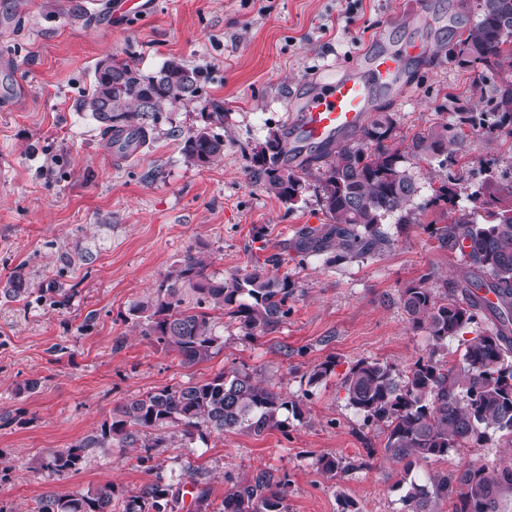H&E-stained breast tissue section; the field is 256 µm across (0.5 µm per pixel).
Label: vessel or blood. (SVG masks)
<instances>
[{"label":"vessel or blood","mask_w":512,"mask_h":512,"mask_svg":"<svg viewBox=\"0 0 512 512\" xmlns=\"http://www.w3.org/2000/svg\"><path fill=\"white\" fill-rule=\"evenodd\" d=\"M155 0H107L100 24L126 22L142 16ZM428 54L423 45L385 47L362 56L345 71L327 66L322 80L310 94L289 107L284 157L299 162L308 152L330 150L347 143L372 118L373 91L384 86L401 94L409 88L404 68L408 51ZM142 149L138 138L129 134L114 137L108 156L113 165L128 163Z\"/></svg>","instance_id":"vessel-or-blood-1"}]
</instances>
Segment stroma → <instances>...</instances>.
Segmentation results:
<instances>
[{"label":"stroma","instance_id":"1","mask_svg":"<svg viewBox=\"0 0 512 512\" xmlns=\"http://www.w3.org/2000/svg\"><path fill=\"white\" fill-rule=\"evenodd\" d=\"M106 0H0V512H32L45 495L86 491L114 482L123 498L151 484L206 492L219 512L226 475L271 471L288 482V512H402V467L385 458L384 435L348 403L342 378L355 362L378 359L405 374L420 356L459 360L449 338L433 349L413 328L399 292L424 275L455 283L459 253L442 248L429 227L452 212L475 223L486 211L475 195L486 166L512 180L503 162L512 138L473 133L453 166L405 159L416 181V223L385 220L390 244L378 254L328 265L325 254H298L295 233L326 223L317 182L288 207L251 173V157L283 134L288 100L307 93L325 66L347 65L388 44L424 41L431 59H413L416 81L402 96L379 90L373 104L408 142L429 127L453 122L449 96L469 103L476 69L448 55L477 16L476 0H431L432 22L402 26L419 0H158L153 10L120 28L94 20ZM158 71L170 59L207 71L194 97L166 106L149 120L138 158L113 166L80 102L95 63L105 57ZM224 154L197 167L184 139L214 106ZM453 181L455 209L432 201ZM208 257L209 275L224 278L278 253L281 273L296 283L284 324L260 336L216 316L220 350L209 361L181 364L176 353L146 338L132 307L156 290L187 252ZM22 273L32 295L14 298L10 278ZM333 372L309 383L314 366ZM245 370L296 400L302 415L285 428L255 436L204 432L194 440L166 431L162 448L96 451L78 472L59 476L34 468L36 458L90 434L133 397L223 371ZM40 387L25 392V380ZM374 457H367V449ZM348 463L330 477L321 457ZM475 461L496 469L512 463V437L488 432L484 442L449 456L448 468Z\"/></svg>","mask_w":512,"mask_h":512}]
</instances>
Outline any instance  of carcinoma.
<instances>
[{"label":"carcinoma","instance_id":"obj_1","mask_svg":"<svg viewBox=\"0 0 512 512\" xmlns=\"http://www.w3.org/2000/svg\"><path fill=\"white\" fill-rule=\"evenodd\" d=\"M477 10V20L450 49L460 64L484 68L475 84L476 104L451 103L452 123L430 127L402 149L389 144L392 115L378 113L362 128L361 145L338 148L317 169L319 202L329 223L299 229V252H329L328 262L335 264L380 250L389 243L381 230L386 218L401 225L416 221L418 187L403 159L454 163L465 128L477 127L488 135L512 129V80L498 81L493 75L501 60L512 55V0H478ZM203 79V70L177 59L149 76L128 63L111 61L103 68L98 62L91 92L80 108L91 113L104 135L119 127L146 139L149 114L194 95ZM206 119L208 124L188 136L182 147L186 160L200 167L224 154V139L210 131V125L223 123L224 108L215 106ZM283 154L279 143L267 154L256 151L253 173L267 191L293 206L308 188L312 162L290 166L281 161ZM484 190L486 223L475 224L460 214L446 224L430 225L440 246L460 252L466 263L462 280L449 289L453 296H437L422 278L401 290L400 302L414 328L427 330L436 347L482 320L492 329L464 341L462 358L455 364L431 353L419 357L401 378L391 365L365 359L342 379L348 403L365 420L383 427L384 454L407 473L420 462L448 461L450 454L480 442L489 430L512 435V181L489 174ZM456 197L455 183L443 182L434 190L433 202L453 206ZM284 262L272 254L262 265L216 280L207 274L205 257L187 255L158 288L157 297L135 306L142 335L176 352L181 363L194 365L209 361L219 349V337L213 334L217 311L252 335L275 331L288 318V300L296 290L288 275L276 274ZM480 291L494 294L497 302H484ZM286 412L301 415L296 401L253 374L233 369L126 401L97 430L38 460L37 468L63 474L79 470L95 450L161 448L166 439L158 431L170 426L190 440L205 429L260 435L284 428ZM228 482L222 512H287L288 482L270 472L259 470ZM506 491L512 492V465L490 471L470 462L428 470L423 479L409 482L402 502L404 512H440L448 500L452 512H503ZM148 505L155 512L170 506L169 486L153 483L141 502L122 505L116 485L104 482L87 493L45 497L38 512H145Z\"/></svg>","mask_w":512,"mask_h":512}]
</instances>
